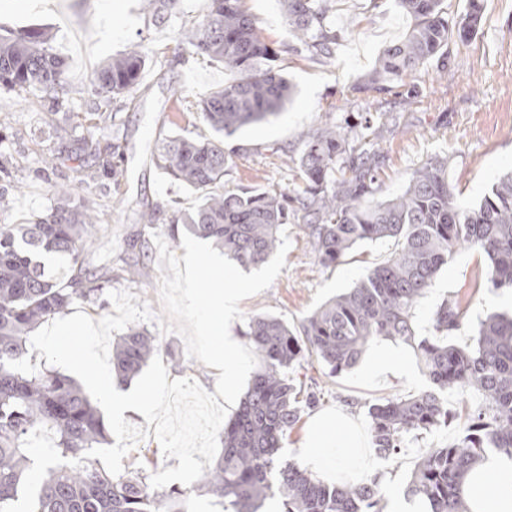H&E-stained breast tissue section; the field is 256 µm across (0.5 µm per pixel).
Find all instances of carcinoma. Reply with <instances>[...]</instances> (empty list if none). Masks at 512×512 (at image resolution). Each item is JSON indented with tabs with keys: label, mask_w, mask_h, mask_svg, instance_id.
Masks as SVG:
<instances>
[{
	"label": "carcinoma",
	"mask_w": 512,
	"mask_h": 512,
	"mask_svg": "<svg viewBox=\"0 0 512 512\" xmlns=\"http://www.w3.org/2000/svg\"><path fill=\"white\" fill-rule=\"evenodd\" d=\"M408 20L398 41L385 46L358 90L388 93L394 84L434 63L448 68V42L469 39L479 28L485 0H467L465 12L448 13L446 0H394ZM244 0H209L207 13L177 32L179 52L224 66L233 78L205 92L196 114L214 136L195 139L163 134L156 167L171 180L201 193L191 211L157 204L141 214L145 224L163 220L213 240L236 265L265 263L280 244L283 225H306L309 242L324 266L337 264L356 246L393 244L391 256L368 269L351 289L318 307L293 329L280 318L258 316L246 333L260 369L234 417L224 425L221 456L189 491L153 489L146 472L154 459L141 451L131 470L111 474L93 448L110 442V427L81 386L53 369H29L23 358L30 338L48 320L77 302L106 308L102 283L112 267L89 260L102 224L99 212L80 193L100 188L104 177L119 188L124 145L112 134L110 104L137 90L148 55L139 43L104 62L92 81L103 98L89 137L74 141L67 159L78 162L76 183L51 187L52 204L26 224L0 225V512L28 499V512H189L192 493L203 490L231 512H261L278 495L284 512H384L381 476L346 485L315 480L278 453L315 394L300 399L290 371L307 357L334 374L353 368L378 339L411 347L429 385L408 396L368 406L373 448L398 456L408 441L448 425L450 392L476 390L481 403L470 412L456 442L428 448L411 473L406 494L425 500L430 512H470L462 495L466 474L494 450L512 457V315L494 313L475 329L474 346L448 343L463 325L451 301L435 312L437 335L417 334L414 311L440 269L462 246L488 260L492 287L512 288V171L501 175L475 207L457 200L448 181V157L429 158L411 175L405 191L387 201L367 202L384 158L376 145L385 123L365 119L361 127L327 123L302 135L303 149L289 157L297 183L275 188L224 190L233 157L224 138L280 115L292 95L282 50L259 34ZM182 0H145L157 26L174 21ZM288 25V51L329 59L336 44L331 26L335 0H281ZM0 88L32 94L56 109L69 102L66 63L54 52L43 27L13 31L0 27ZM112 138L106 147L100 139ZM55 254L73 265L53 276L43 258ZM158 351L156 337L136 326L114 343L112 374L124 385L138 376ZM50 443L30 452L40 435Z\"/></svg>",
	"instance_id": "carcinoma-1"
}]
</instances>
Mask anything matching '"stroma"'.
Segmentation results:
<instances>
[{
  "instance_id": "35a3bbf8",
  "label": "stroma",
  "mask_w": 512,
  "mask_h": 512,
  "mask_svg": "<svg viewBox=\"0 0 512 512\" xmlns=\"http://www.w3.org/2000/svg\"><path fill=\"white\" fill-rule=\"evenodd\" d=\"M245 6L266 41L287 45L288 27L279 0H246ZM207 8L208 0H184L180 18L160 27L153 25L142 0H49L40 7L32 0H0V26L50 27L53 47L67 61L71 97L69 120L57 123L49 102L17 91H0V154L24 155L12 172L13 182L21 189L0 212V223H26L51 205V185L71 177L72 172L65 165L46 168L40 159L42 150L86 135L95 108L91 94L95 71L107 58L141 43L149 52L148 65L135 93L121 100L115 118L125 143L126 175L120 188L104 185L94 197L106 226L93 261L116 268L125 261L148 266L147 278H116L105 283V290L130 291L139 303L148 305L154 318L144 327L158 340V355L169 378L196 380L212 393L218 369L188 357L183 339L175 333H161L157 323L164 310L155 240L163 238L170 251L181 257L185 254L181 246L184 231L140 221L141 210L157 203L173 199L188 210L200 202L198 191L172 182L154 167L151 156L160 126L187 136L212 135L195 115L194 104L200 93L222 85L229 74L216 63L174 58L178 29L201 18ZM334 18L337 37L332 58L318 61L304 53L287 55L286 74L294 86L291 100L275 120L246 127L234 136V143L245 145L247 151L230 162L225 188L292 189L294 173L285 156L300 153L303 132L331 118L356 124L366 116L387 112L397 121L388 126L378 145L385 164L374 186V200L403 193L412 172L429 157L440 155L449 159L448 179L458 200L467 206L478 204L498 177L512 170V0H485L477 33L465 42H449L447 71L440 73L428 66L413 75L411 82L418 94L408 102L392 93L357 89L378 52L407 29L408 21L393 0H384L377 9L368 0H336ZM287 235L291 245L280 275L267 290L239 304L243 317L230 326L239 343H246L248 321L255 316H274L289 326H300L317 307L352 288L368 268L393 250L388 242L364 243L336 265L326 267L313 253L302 225H288ZM486 267L480 251L459 248L415 309L418 334L434 335V314L446 300H459L464 312L463 326L448 338L462 348L470 344L475 328L487 315L512 310V290L486 287ZM403 353L406 375L379 385L367 382L358 366L334 375L316 359L301 361L296 375L317 392L320 401L305 410L288 433L279 451L281 459L301 465L300 449L317 414L338 411L363 421L368 403L425 389L427 379L411 348H404ZM480 401L475 390L449 393L453 417L448 425L411 443L399 459L379 458L378 473L392 485L397 499H405L410 474L425 449L448 445L458 437L466 413Z\"/></svg>"
}]
</instances>
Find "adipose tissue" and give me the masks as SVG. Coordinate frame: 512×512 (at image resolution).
I'll return each instance as SVG.
<instances>
[{"label":"adipose tissue","instance_id":"ef3b65f1","mask_svg":"<svg viewBox=\"0 0 512 512\" xmlns=\"http://www.w3.org/2000/svg\"><path fill=\"white\" fill-rule=\"evenodd\" d=\"M302 458L319 474L345 473L358 480L372 475L375 461L362 423L330 413L314 419ZM462 492L471 512H512V458L489 455L466 476Z\"/></svg>","mask_w":512,"mask_h":512}]
</instances>
